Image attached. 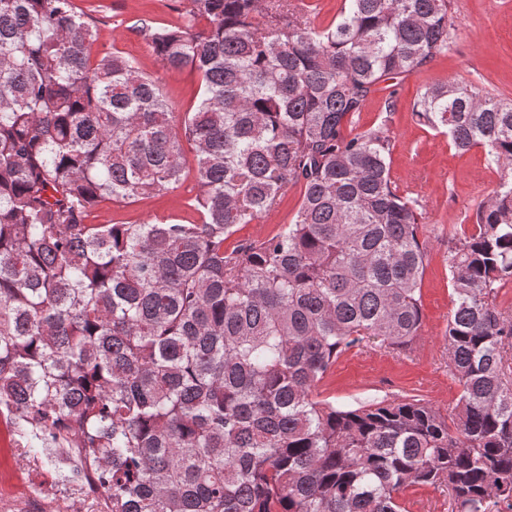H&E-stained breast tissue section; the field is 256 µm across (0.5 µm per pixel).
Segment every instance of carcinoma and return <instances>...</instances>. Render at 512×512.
<instances>
[{"mask_svg": "<svg viewBox=\"0 0 512 512\" xmlns=\"http://www.w3.org/2000/svg\"><path fill=\"white\" fill-rule=\"evenodd\" d=\"M149 30L200 100L176 119L158 82L92 55L72 0H0V413L71 479L78 450L110 512H403L408 486L450 512L512 510V99L427 85L420 121L500 171L445 258L453 307L442 414L421 399H317L365 337L402 350L422 326V214L389 176L378 86L448 52L450 0H343L315 27L289 0H185ZM196 224H90L102 201L177 189ZM301 186L292 220L224 247ZM405 512H448V492L442 487L412 486L400 494Z\"/></svg>", "mask_w": 512, "mask_h": 512, "instance_id": "1", "label": "carcinoma"}]
</instances>
